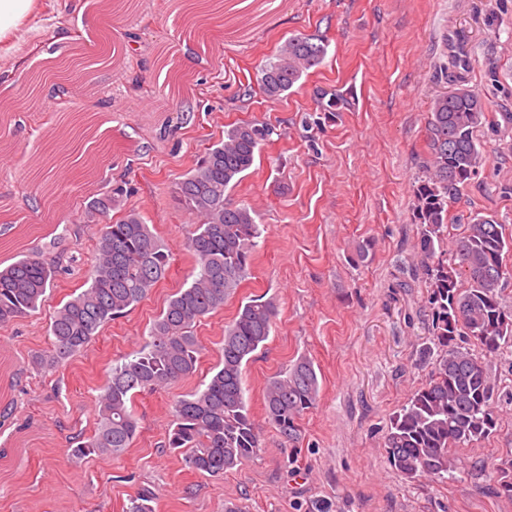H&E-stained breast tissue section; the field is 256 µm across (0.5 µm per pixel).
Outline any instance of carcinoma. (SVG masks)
<instances>
[{
    "label": "carcinoma",
    "instance_id": "obj_1",
    "mask_svg": "<svg viewBox=\"0 0 512 512\" xmlns=\"http://www.w3.org/2000/svg\"><path fill=\"white\" fill-rule=\"evenodd\" d=\"M327 48L320 36L289 37L261 67L260 93L270 100L281 98L322 65ZM100 50L104 63L119 54L108 29L100 35ZM82 55L76 48L67 63L55 58L36 62L29 88L39 90L50 75L68 81ZM316 104L320 112H345L352 99L346 90H323ZM486 116L482 93L469 87L436 94L428 105V157L415 192L420 235L414 258L430 288L431 345L426 350L437 352L431 375L392 417L384 442L389 465L409 481L450 474L456 465L453 449L489 436L498 423L486 365L479 353L458 340L472 339L488 354L512 345V313L501 302L508 275L502 256L512 250V237L494 216L477 213L459 236L448 239V203L483 161L475 132ZM274 134L275 128L263 122L233 126L175 183L178 206L196 219L188 244L196 275L167 299L149 329L150 340L112 366L97 401L95 433L77 441L74 456L121 455L137 434L135 396L195 373L201 347L193 327L222 309L236 292L263 232L256 211L228 202L226 192L252 169ZM114 210L120 212L116 219L110 217ZM74 221L103 224L94 265L86 287L54 312L50 347L31 355L29 366L38 371L53 370L83 351L106 325L125 316L164 280L171 266L172 256L154 225L138 209L126 206L123 190L112 189V180L105 176L97 178L95 193ZM55 250L58 242H50L0 267V327L40 307L62 271ZM447 250L449 262L436 259ZM461 276L468 287H459ZM276 308L275 299L263 296L241 304L224 328L220 362L208 379L175 404L168 447L183 451L186 464L201 475L222 476L253 457L260 446V432L245 402L243 370L271 336ZM318 394V373L306 357L268 380L265 413L284 440L299 438L300 420ZM495 473L496 494L512 500V457L501 459ZM155 500V493L144 489L130 501L127 512H155Z\"/></svg>",
    "mask_w": 512,
    "mask_h": 512
}]
</instances>
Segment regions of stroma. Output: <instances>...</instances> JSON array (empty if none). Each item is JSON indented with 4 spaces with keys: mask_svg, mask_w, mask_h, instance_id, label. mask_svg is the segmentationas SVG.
<instances>
[{
    "mask_svg": "<svg viewBox=\"0 0 512 512\" xmlns=\"http://www.w3.org/2000/svg\"><path fill=\"white\" fill-rule=\"evenodd\" d=\"M181 0H139L137 15H115L121 64L84 76V93L45 86V112H0V204L17 216L0 223V264L12 246H44L72 216L87 189L88 151L62 131L60 106H81L111 141L100 164L124 182L128 205L153 224L173 255L170 271L83 353L39 373L31 353L50 343L61 302L91 269L97 226L81 231L77 263L59 276L31 316L0 327V512H126L152 489L156 512H512L485 472L512 455V348L486 357L498 424L456 451L457 469L437 480L407 481L387 462L393 415L428 379L424 354L430 290L410 259L420 231L414 190L427 156L430 98L457 84L483 94L488 120L477 131L484 159L449 204L451 235L470 215L495 216L512 234V0H224L208 17L207 53L180 19ZM100 18L87 0H36L14 48L0 55L11 99L27 94L34 61L67 53L71 38L97 39ZM69 40H60V32ZM321 34L328 53L283 98L258 90L263 64L295 34ZM166 51L187 75L184 123L164 126L171 107L157 74ZM351 90L347 112L317 113V89ZM275 126L254 167L230 193L252 206L266 230L249 274L223 309L193 328L202 346L195 374L137 395V435L118 457H72L76 436L96 428V400L116 358L144 345L167 298L190 280L192 216L176 204L178 180L242 122ZM59 160L53 206L27 175L32 156ZM367 247L366 259L357 256ZM275 298L274 330L244 369L246 405L262 431L257 455L221 477L193 471L165 442L175 402L215 366L224 328L242 302ZM318 370L320 395L301 419L296 442L283 440L263 402L267 381L299 357Z\"/></svg>",
    "mask_w": 512,
    "mask_h": 512,
    "instance_id": "stroma-1",
    "label": "stroma"
}]
</instances>
